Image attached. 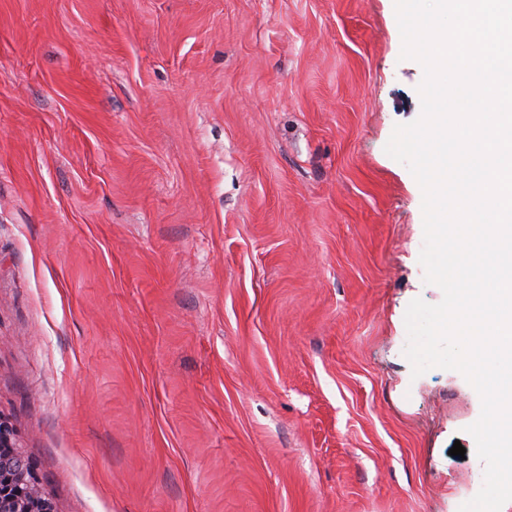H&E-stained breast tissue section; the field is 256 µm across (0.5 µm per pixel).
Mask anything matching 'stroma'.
<instances>
[{
	"label": "stroma",
	"instance_id": "35a3bbf8",
	"mask_svg": "<svg viewBox=\"0 0 512 512\" xmlns=\"http://www.w3.org/2000/svg\"><path fill=\"white\" fill-rule=\"evenodd\" d=\"M401 49L395 0H0V413L55 512L479 492L478 393L405 356Z\"/></svg>",
	"mask_w": 512,
	"mask_h": 512
}]
</instances>
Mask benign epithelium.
Returning <instances> with one entry per match:
<instances>
[{
  "instance_id": "1",
  "label": "benign epithelium",
  "mask_w": 512,
  "mask_h": 512,
  "mask_svg": "<svg viewBox=\"0 0 512 512\" xmlns=\"http://www.w3.org/2000/svg\"><path fill=\"white\" fill-rule=\"evenodd\" d=\"M0 460L7 466L0 472V512H54L18 444L16 430L1 414Z\"/></svg>"
}]
</instances>
